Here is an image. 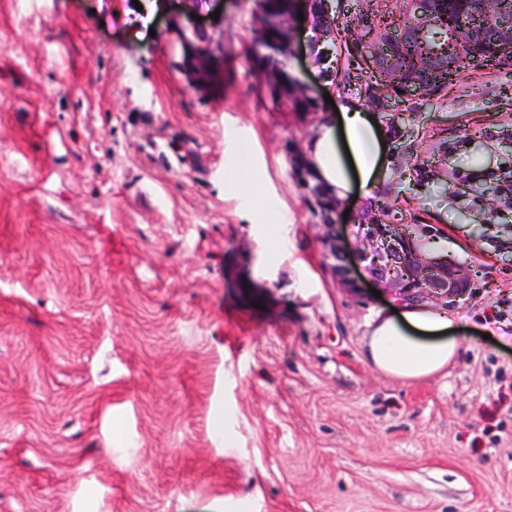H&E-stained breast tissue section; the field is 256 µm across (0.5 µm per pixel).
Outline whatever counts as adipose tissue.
<instances>
[{"mask_svg":"<svg viewBox=\"0 0 512 512\" xmlns=\"http://www.w3.org/2000/svg\"><path fill=\"white\" fill-rule=\"evenodd\" d=\"M338 122H322L308 145V158L317 178L343 199L352 191L370 198L386 162V138L373 116L346 101L338 107ZM240 156L226 162L229 188L259 219L280 214L276 200L264 197L251 181L239 180ZM444 312L429 306H409L386 317H375L368 341V357L379 369L408 379L423 378L444 369L462 343Z\"/></svg>","mask_w":512,"mask_h":512,"instance_id":"obj_1","label":"adipose tissue"}]
</instances>
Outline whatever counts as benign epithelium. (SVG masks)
<instances>
[{"instance_id": "obj_1", "label": "benign epithelium", "mask_w": 512, "mask_h": 512, "mask_svg": "<svg viewBox=\"0 0 512 512\" xmlns=\"http://www.w3.org/2000/svg\"><path fill=\"white\" fill-rule=\"evenodd\" d=\"M401 4L405 23L396 29L379 27L363 59L383 79L388 92L402 90L399 97L403 100L429 99L435 95L436 74L460 73L459 51L466 44L467 27L446 29L440 12L442 0H401ZM470 6L472 13L489 19L487 39L501 43L503 35L512 36V0H470ZM311 26L308 21L300 29L297 21H290L289 59H294L303 31ZM166 29L180 30L185 36L187 47L179 71L188 83L201 94L224 90V15L204 23L193 18L192 12L179 10L167 17ZM505 47L512 49V39ZM289 74V82L274 91L266 86L265 93L275 94L281 103L298 87L312 103L320 105L292 65ZM307 165L302 154L294 159L296 178L322 223L326 265L336 282L356 289L363 287L366 279L386 289L399 307L433 303L447 308L468 294L471 281L461 264L446 259L430 267L415 253L414 243L384 232L378 224L360 225L356 246L350 248L338 232L339 210L318 207L317 196L324 188L311 182Z\"/></svg>"}]
</instances>
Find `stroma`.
<instances>
[{
  "instance_id": "obj_1",
  "label": "stroma",
  "mask_w": 512,
  "mask_h": 512,
  "mask_svg": "<svg viewBox=\"0 0 512 512\" xmlns=\"http://www.w3.org/2000/svg\"><path fill=\"white\" fill-rule=\"evenodd\" d=\"M132 2L0 0V512H512V211L448 187L512 160V66L369 102L346 47L370 0H331V74L311 51L295 64L315 95L405 118L373 198L344 200L345 235L423 225L472 280L457 359L401 379L367 357L392 301L327 271L291 166L333 104L301 121L266 99L256 0H201L228 49L208 96L165 31L181 0L136 32ZM234 153L287 224L225 190Z\"/></svg>"
}]
</instances>
